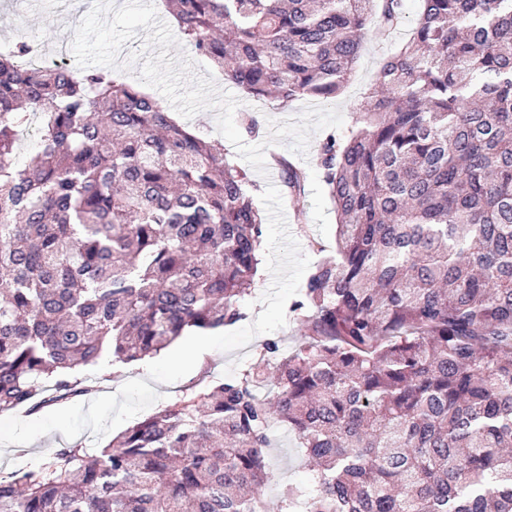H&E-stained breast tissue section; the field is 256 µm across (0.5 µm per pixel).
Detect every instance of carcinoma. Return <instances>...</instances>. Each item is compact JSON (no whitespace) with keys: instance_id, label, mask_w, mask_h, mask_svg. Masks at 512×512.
Returning <instances> with one entry per match:
<instances>
[{"instance_id":"carcinoma-1","label":"carcinoma","mask_w":512,"mask_h":512,"mask_svg":"<svg viewBox=\"0 0 512 512\" xmlns=\"http://www.w3.org/2000/svg\"><path fill=\"white\" fill-rule=\"evenodd\" d=\"M168 2L225 81L282 109L336 97L369 23L406 19L405 0ZM28 54L0 50V412L242 320L264 224L224 149L138 84ZM317 164L336 252L288 307L295 349L269 340L100 451L1 476L0 512H269L275 420L317 467L280 512H512V0H419ZM277 165L300 198L305 171Z\"/></svg>"}]
</instances>
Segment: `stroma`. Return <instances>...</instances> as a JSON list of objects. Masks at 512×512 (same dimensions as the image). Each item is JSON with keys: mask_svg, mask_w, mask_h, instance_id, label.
<instances>
[{"mask_svg": "<svg viewBox=\"0 0 512 512\" xmlns=\"http://www.w3.org/2000/svg\"><path fill=\"white\" fill-rule=\"evenodd\" d=\"M418 11V0H406L408 23L395 38H384L375 26L368 30L350 80L333 102L344 123H351L354 109L374 84L383 60L409 39L410 24ZM76 26V20L61 18L56 0H0V46L36 39L48 49L67 50ZM169 54L188 57L195 65V74L211 78L218 89L234 95L239 101L235 118L249 114L258 120L261 130L258 135L245 136L246 144L264 142L269 136L270 121L298 117L311 104L305 98L281 109L276 103L249 97L225 82L223 74L186 40L171 46ZM323 137V132L314 133L303 157L291 154L287 144L274 147L275 152L290 156L307 173L305 193L295 204L286 202L278 170L258 173L245 167L232 144L224 146L227 159L245 167L256 204L266 214L254 290L245 302L246 319L233 327L207 333L212 349L201 361L183 370L173 368V351L169 348L136 364L122 365L105 357L97 364L79 367L76 375L89 391L68 399L66 416H56L51 403L33 412L19 409L0 413V476L29 469L66 448L106 446L161 407L192 396L205 386L241 376L258 357L265 340L281 339L289 347L300 341L304 329L288 317V305L319 259L320 247L336 245V212L315 165L316 150ZM271 440L266 461L274 478L266 485L264 495L274 505L286 485L308 491L313 479L302 450L287 427L274 425Z\"/></svg>", "mask_w": 512, "mask_h": 512, "instance_id": "35a3bbf8", "label": "stroma"}]
</instances>
